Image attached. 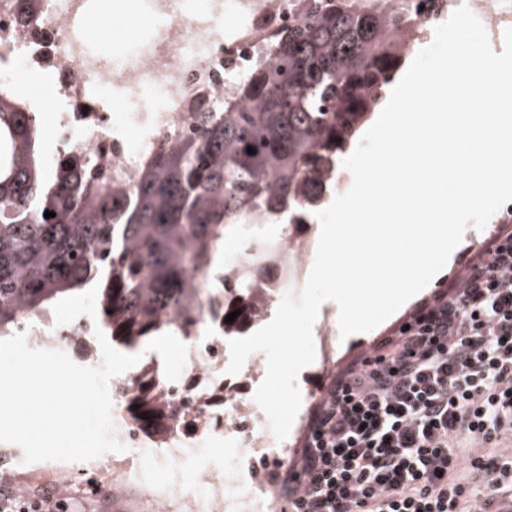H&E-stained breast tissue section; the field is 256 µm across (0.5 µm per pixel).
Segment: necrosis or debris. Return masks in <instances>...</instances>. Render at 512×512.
<instances>
[{
	"label": "necrosis or debris",
	"mask_w": 512,
	"mask_h": 512,
	"mask_svg": "<svg viewBox=\"0 0 512 512\" xmlns=\"http://www.w3.org/2000/svg\"><path fill=\"white\" fill-rule=\"evenodd\" d=\"M414 24L406 35L408 53L431 44L435 28L460 6L484 26L494 52L504 48L512 27V0H397ZM297 0H139L151 26L148 37L113 50H89L93 30L71 31L86 14V0H0V70L13 73L14 92L36 112L54 114L58 144L73 146L104 169L138 171L143 152L157 148L173 129L192 124L197 100L241 108L236 83L254 66L269 33L287 28ZM46 79L50 100L27 98L26 82ZM246 238L225 248L222 265L207 262L189 275L204 289L203 313L185 329L175 363L163 378L152 364L135 367L109 382L115 438L122 455L108 452L91 462L93 479L78 490L94 494L97 475L121 458L122 480L137 485L156 512H276V493L258 485L244 461L271 466L288 456L259 405L247 398L244 381L258 379L262 357L248 356L240 372L227 374L224 344V277L246 251ZM313 258L304 230H282L277 256L261 266L252 296L259 316L276 310L288 291H299ZM27 343L70 352L94 341V323L84 317L59 325L54 320H19ZM158 383L162 430H141L128 411L140 385ZM224 442V465L208 461L216 440Z\"/></svg>",
	"instance_id": "4bbe7bcc"
}]
</instances>
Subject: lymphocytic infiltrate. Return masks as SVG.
<instances>
[{
	"label": "lymphocytic infiltrate",
	"instance_id": "f902f5d3",
	"mask_svg": "<svg viewBox=\"0 0 512 512\" xmlns=\"http://www.w3.org/2000/svg\"><path fill=\"white\" fill-rule=\"evenodd\" d=\"M408 325L336 376L300 454L274 466L289 512H489L512 479L511 458H473V493L458 454L512 429V229Z\"/></svg>",
	"mask_w": 512,
	"mask_h": 512
}]
</instances>
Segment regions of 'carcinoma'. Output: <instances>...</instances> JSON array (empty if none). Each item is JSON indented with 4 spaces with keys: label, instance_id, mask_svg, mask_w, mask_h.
<instances>
[{
    "label": "carcinoma",
    "instance_id": "cac0c4a2",
    "mask_svg": "<svg viewBox=\"0 0 512 512\" xmlns=\"http://www.w3.org/2000/svg\"><path fill=\"white\" fill-rule=\"evenodd\" d=\"M298 2L293 23L268 37L272 55L238 84L245 107L197 104L193 131L173 133L132 180L72 148L46 164L36 115L0 85V337L18 316L45 320L60 297L97 283L112 340L141 347L172 328L162 316L193 321L202 299L187 273L226 229L264 224L282 206L290 223H308L321 176L381 108L407 55L389 0ZM255 273L240 264L242 295ZM235 310L226 331L255 317L247 301L224 303V314ZM129 410L142 428L159 429L151 393Z\"/></svg>",
    "mask_w": 512,
    "mask_h": 512
}]
</instances>
